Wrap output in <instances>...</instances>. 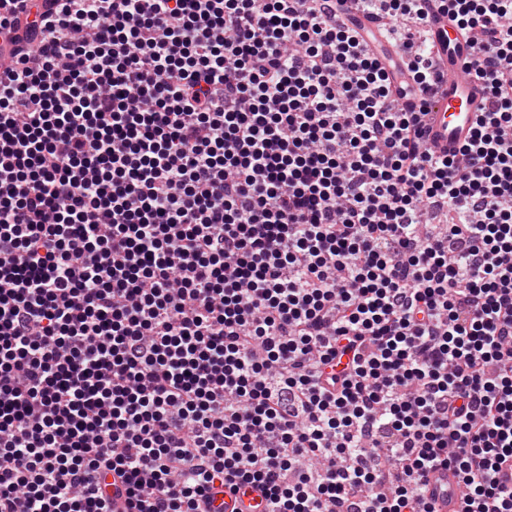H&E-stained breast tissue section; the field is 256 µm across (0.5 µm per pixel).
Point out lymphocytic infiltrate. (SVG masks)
I'll return each instance as SVG.
<instances>
[{
    "mask_svg": "<svg viewBox=\"0 0 512 512\" xmlns=\"http://www.w3.org/2000/svg\"><path fill=\"white\" fill-rule=\"evenodd\" d=\"M381 9L423 96L434 0ZM426 146L334 0L0 14V512H512V0ZM443 484L447 486V489L448 484L456 488L454 478L448 470L443 468L434 470L429 475V492L435 496L439 504H441V512H455L454 510H457V498H453L448 502V498L440 491V487Z\"/></svg>",
    "mask_w": 512,
    "mask_h": 512,
    "instance_id": "1",
    "label": "lymphocytic infiltrate"
}]
</instances>
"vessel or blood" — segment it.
<instances>
[{
  "instance_id": "1",
  "label": "vessel or blood",
  "mask_w": 512,
  "mask_h": 512,
  "mask_svg": "<svg viewBox=\"0 0 512 512\" xmlns=\"http://www.w3.org/2000/svg\"><path fill=\"white\" fill-rule=\"evenodd\" d=\"M345 19L364 36V47L370 55L383 64L398 61L399 50L381 35L374 20L366 13L346 7ZM434 43L438 81L426 102L409 101L413 110L422 111L429 147L437 154H456L460 146L469 140L480 110L491 107L482 81L476 76L474 66L479 55L473 37L464 36L452 13L435 12L428 23ZM452 474L443 468L429 476V492L436 496L441 512H455L456 502L442 495L441 485L453 484Z\"/></svg>"
}]
</instances>
